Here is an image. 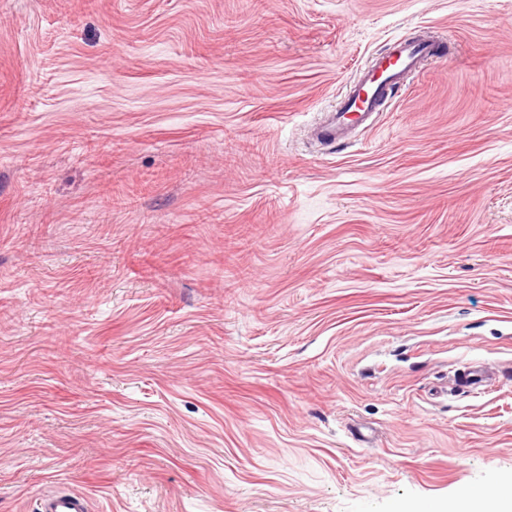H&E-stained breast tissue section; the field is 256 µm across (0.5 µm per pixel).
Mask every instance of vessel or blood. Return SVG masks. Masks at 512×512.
I'll return each instance as SVG.
<instances>
[{"label":"vessel or blood","mask_w":512,"mask_h":512,"mask_svg":"<svg viewBox=\"0 0 512 512\" xmlns=\"http://www.w3.org/2000/svg\"><path fill=\"white\" fill-rule=\"evenodd\" d=\"M439 51L437 41L411 39L373 60L341 95L335 109L322 114L312 126L313 140L323 146L350 141L353 126H370L393 92ZM38 512H90V502L75 490L46 491L38 499Z\"/></svg>","instance_id":"1"}]
</instances>
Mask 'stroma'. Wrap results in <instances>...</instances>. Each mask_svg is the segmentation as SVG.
I'll use <instances>...</instances> for the list:
<instances>
[{
  "mask_svg": "<svg viewBox=\"0 0 512 512\" xmlns=\"http://www.w3.org/2000/svg\"><path fill=\"white\" fill-rule=\"evenodd\" d=\"M426 29L374 128L309 143ZM510 481L512 0H0V512ZM87 496L75 490L43 492L38 499V512H90Z\"/></svg>",
  "mask_w": 512,
  "mask_h": 512,
  "instance_id": "obj_1",
  "label": "stroma"
}]
</instances>
